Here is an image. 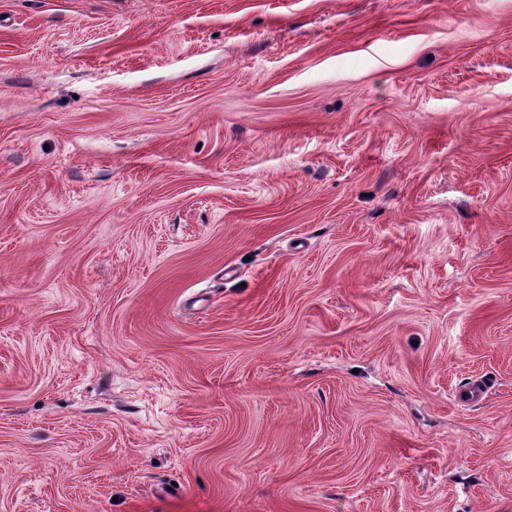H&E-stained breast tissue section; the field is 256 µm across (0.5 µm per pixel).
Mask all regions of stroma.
<instances>
[{"label":"stroma","mask_w":512,"mask_h":512,"mask_svg":"<svg viewBox=\"0 0 512 512\" xmlns=\"http://www.w3.org/2000/svg\"><path fill=\"white\" fill-rule=\"evenodd\" d=\"M0 512H512V0H0Z\"/></svg>","instance_id":"1"}]
</instances>
